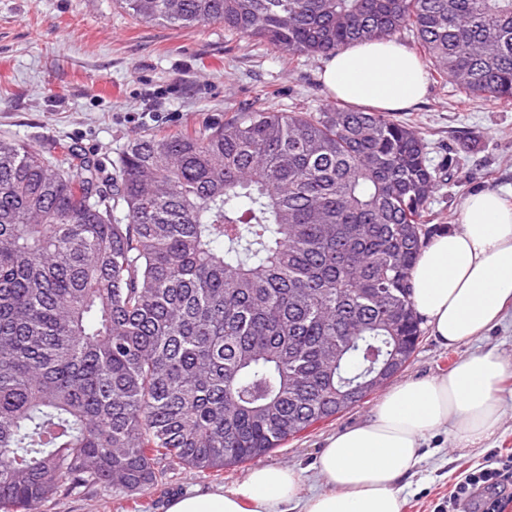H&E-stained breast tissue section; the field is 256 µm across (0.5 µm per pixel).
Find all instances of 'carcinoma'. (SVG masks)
Returning a JSON list of instances; mask_svg holds the SVG:
<instances>
[{"label": "carcinoma", "mask_w": 512, "mask_h": 512, "mask_svg": "<svg viewBox=\"0 0 512 512\" xmlns=\"http://www.w3.org/2000/svg\"><path fill=\"white\" fill-rule=\"evenodd\" d=\"M290 55L416 32L434 76L512 105V0H120ZM439 183L386 112L247 109L138 134L114 171L0 136V512L221 471L369 395L422 336L410 272Z\"/></svg>", "instance_id": "obj_1"}]
</instances>
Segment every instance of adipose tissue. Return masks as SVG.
Returning a JSON list of instances; mask_svg holds the SVG:
<instances>
[{"label": "adipose tissue", "instance_id": "obj_1", "mask_svg": "<svg viewBox=\"0 0 512 512\" xmlns=\"http://www.w3.org/2000/svg\"><path fill=\"white\" fill-rule=\"evenodd\" d=\"M344 102L398 111L426 93L419 59L393 40L351 44L322 71ZM412 300L432 335L454 348L481 338L512 307V204L492 189L464 200L461 226L437 233L412 272ZM512 364L493 348L472 351L447 374L386 390L362 423L337 434L318 459L323 490L302 494L287 466H258L229 491H192L167 512H402L403 477L422 462L428 437L444 432L454 448L480 447L497 431L502 384Z\"/></svg>", "mask_w": 512, "mask_h": 512}]
</instances>
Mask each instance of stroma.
I'll use <instances>...</instances> for the list:
<instances>
[{
	"instance_id": "obj_1",
	"label": "stroma",
	"mask_w": 512,
	"mask_h": 512,
	"mask_svg": "<svg viewBox=\"0 0 512 512\" xmlns=\"http://www.w3.org/2000/svg\"><path fill=\"white\" fill-rule=\"evenodd\" d=\"M323 58H295L265 43L228 35L223 25L190 31L132 17L120 0H0V134L38 150L75 144L112 165L140 132H168L241 106L316 112L335 102L320 73ZM417 130L434 167H446L430 199L437 231L460 226L466 196L479 188L512 201V106L469 99L450 80L428 78L427 95L398 112ZM494 348L512 362V312L482 338L457 348L423 332L394 383L448 372L467 353ZM511 395L499 431L482 447L453 449L445 434L427 440L417 471L405 478L403 512H438L475 468L512 455ZM381 397L319 422L258 458V465L301 469L303 491L322 490L316 464L339 431L365 420ZM166 477L144 495L101 489L62 491L33 512H164L188 490L232 488L248 465L221 473L166 464Z\"/></svg>"
}]
</instances>
